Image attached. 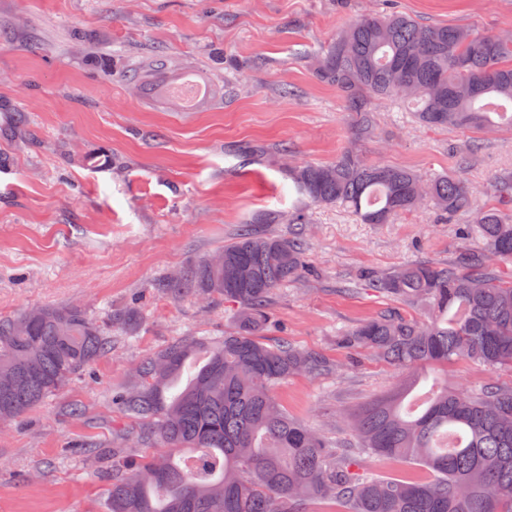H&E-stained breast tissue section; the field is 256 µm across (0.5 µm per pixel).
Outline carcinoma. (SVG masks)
<instances>
[{
    "mask_svg": "<svg viewBox=\"0 0 512 512\" xmlns=\"http://www.w3.org/2000/svg\"><path fill=\"white\" fill-rule=\"evenodd\" d=\"M313 72L340 92L353 140L378 129L374 106L406 100L434 129L480 132L512 126V38L458 25H424L391 12L360 16L314 58ZM480 140L456 152V169L425 180L416 171L367 164L350 148L328 163L288 167L300 201L255 212L237 237L167 282L162 293L220 296L236 306L224 338L178 340L138 367V384L112 404L135 422L138 441L161 450L112 449L106 512H512V386L487 382L471 393L436 382L411 395L422 373L467 361L512 368V170L495 175L498 205L473 207L464 178ZM427 203L445 224L471 220L448 263L362 269L357 280L403 309L357 324L340 340L363 347L404 374L403 383L347 416L354 447L340 448L291 417L271 395L299 373H326L323 355L286 339L269 341L271 299L306 277L308 206L349 209L362 224H389ZM259 224H287L266 236ZM112 350V335L79 306H38L0 317V422L23 417L62 392ZM197 370L167 396L187 361ZM419 400V408L412 407ZM418 465L425 477L360 471V459Z\"/></svg>",
    "mask_w": 512,
    "mask_h": 512,
    "instance_id": "obj_1",
    "label": "carcinoma"
}]
</instances>
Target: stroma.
Instances as JSON below:
<instances>
[{"label": "stroma", "instance_id": "stroma-1", "mask_svg": "<svg viewBox=\"0 0 512 512\" xmlns=\"http://www.w3.org/2000/svg\"><path fill=\"white\" fill-rule=\"evenodd\" d=\"M402 11L426 23L512 32V0H0V316L34 305H81L99 322L135 309L134 330L112 328V351L26 417L0 424V512H104L113 449L128 440L112 395L173 341L221 339L236 312L223 299L160 285L220 251L263 208L288 209L289 165L329 162L350 145L370 162L430 177L456 165L471 136L415 123L399 101L378 109V135L352 144L335 87L311 71L351 20ZM175 76L202 88L193 102L148 86ZM467 171L478 206L492 177L512 169V128ZM269 144L250 162L231 148ZM307 278L278 288L267 339L332 360L272 394L289 415L344 445L345 417L393 390L400 373L370 350L340 345L358 323L393 308L359 288L414 260L451 261L458 227L426 208L391 224H361L314 208ZM448 383L512 385V369L459 362ZM81 415H73V408ZM99 450L88 457L84 448Z\"/></svg>", "mask_w": 512, "mask_h": 512}]
</instances>
